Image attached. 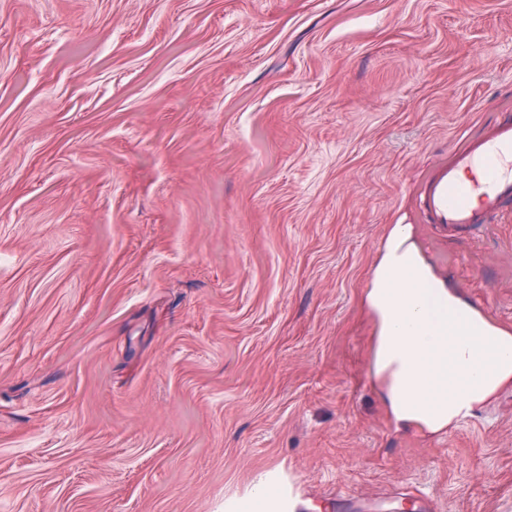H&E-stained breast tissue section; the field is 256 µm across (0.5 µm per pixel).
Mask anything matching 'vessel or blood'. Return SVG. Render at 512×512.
Instances as JSON below:
<instances>
[{
	"label": "vessel or blood",
	"mask_w": 512,
	"mask_h": 512,
	"mask_svg": "<svg viewBox=\"0 0 512 512\" xmlns=\"http://www.w3.org/2000/svg\"><path fill=\"white\" fill-rule=\"evenodd\" d=\"M512 202V124L458 150L426 182L420 206L430 223L461 227L484 223Z\"/></svg>",
	"instance_id": "b4317fda"
}]
</instances>
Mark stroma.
I'll return each instance as SVG.
<instances>
[{
  "instance_id": "obj_1",
  "label": "stroma",
  "mask_w": 512,
  "mask_h": 512,
  "mask_svg": "<svg viewBox=\"0 0 512 512\" xmlns=\"http://www.w3.org/2000/svg\"><path fill=\"white\" fill-rule=\"evenodd\" d=\"M508 122L512 0H0V512H512V388L395 431L362 304L411 224L512 328V207L420 206Z\"/></svg>"
}]
</instances>
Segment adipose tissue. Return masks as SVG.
Returning <instances> with one entry per match:
<instances>
[{"label":"adipose tissue","mask_w":512,"mask_h":512,"mask_svg":"<svg viewBox=\"0 0 512 512\" xmlns=\"http://www.w3.org/2000/svg\"><path fill=\"white\" fill-rule=\"evenodd\" d=\"M363 304L372 374L396 431L445 434L512 386V330L438 278L409 224L393 225Z\"/></svg>","instance_id":"ef3b65f1"}]
</instances>
